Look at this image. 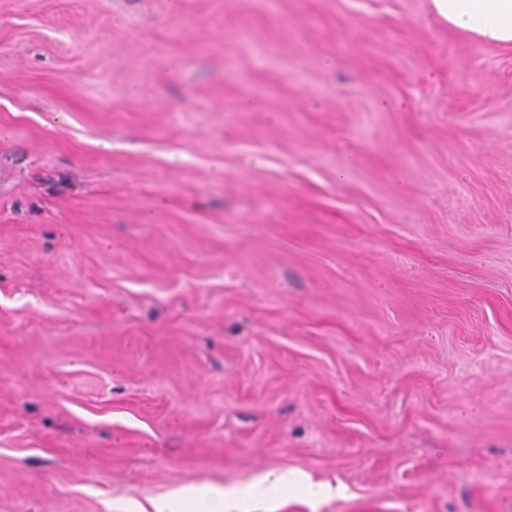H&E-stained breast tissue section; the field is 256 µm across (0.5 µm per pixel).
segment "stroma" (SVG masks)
<instances>
[{
  "label": "stroma",
  "instance_id": "35a3bbf8",
  "mask_svg": "<svg viewBox=\"0 0 512 512\" xmlns=\"http://www.w3.org/2000/svg\"><path fill=\"white\" fill-rule=\"evenodd\" d=\"M299 469L512 512V49L431 0H0V512Z\"/></svg>",
  "mask_w": 512,
  "mask_h": 512
}]
</instances>
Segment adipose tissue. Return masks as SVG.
I'll list each match as a JSON object with an SVG mask.
<instances>
[{
  "label": "adipose tissue",
  "mask_w": 512,
  "mask_h": 512,
  "mask_svg": "<svg viewBox=\"0 0 512 512\" xmlns=\"http://www.w3.org/2000/svg\"><path fill=\"white\" fill-rule=\"evenodd\" d=\"M436 15L449 28L477 40L512 46V0H431ZM310 476L301 470L266 472L252 477L242 487L213 484L186 485L154 500L150 512H251L250 502L262 501L270 488L287 492L308 485Z\"/></svg>",
  "instance_id": "ef3b65f1"
}]
</instances>
